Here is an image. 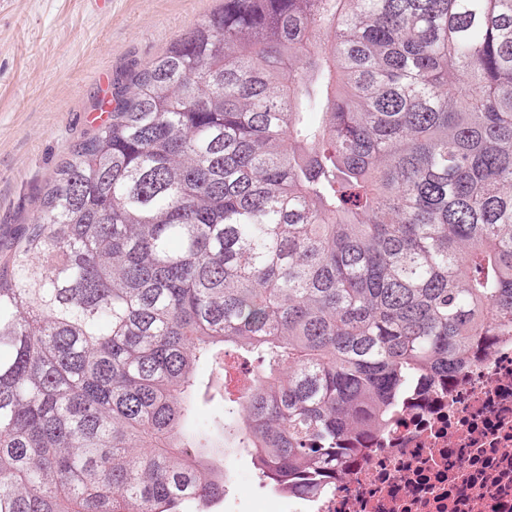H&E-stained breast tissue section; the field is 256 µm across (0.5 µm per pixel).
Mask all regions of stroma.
I'll use <instances>...</instances> for the list:
<instances>
[{
	"label": "stroma",
	"mask_w": 512,
	"mask_h": 512,
	"mask_svg": "<svg viewBox=\"0 0 512 512\" xmlns=\"http://www.w3.org/2000/svg\"><path fill=\"white\" fill-rule=\"evenodd\" d=\"M221 0H0V264L38 215L57 165L97 133V108L118 79L143 69ZM236 512H290L259 485L248 457Z\"/></svg>",
	"instance_id": "35a3bbf8"
}]
</instances>
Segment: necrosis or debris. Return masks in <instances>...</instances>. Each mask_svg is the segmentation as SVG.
I'll return each mask as SVG.
<instances>
[{"instance_id":"obj_1","label":"necrosis or debris","mask_w":512,"mask_h":512,"mask_svg":"<svg viewBox=\"0 0 512 512\" xmlns=\"http://www.w3.org/2000/svg\"><path fill=\"white\" fill-rule=\"evenodd\" d=\"M296 512H512V336L422 384L327 492Z\"/></svg>"}]
</instances>
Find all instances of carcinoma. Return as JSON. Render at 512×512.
<instances>
[{
    "instance_id": "cac0c4a2",
    "label": "carcinoma",
    "mask_w": 512,
    "mask_h": 512,
    "mask_svg": "<svg viewBox=\"0 0 512 512\" xmlns=\"http://www.w3.org/2000/svg\"><path fill=\"white\" fill-rule=\"evenodd\" d=\"M98 108L0 269V512L325 491L512 336V0H222ZM232 465L236 483V495L229 499L236 502L232 510L239 512H292L288 508V504L281 508L276 507V501L269 488L262 487L256 480L248 457H239ZM239 473L244 476L242 480L237 479Z\"/></svg>"
}]
</instances>
